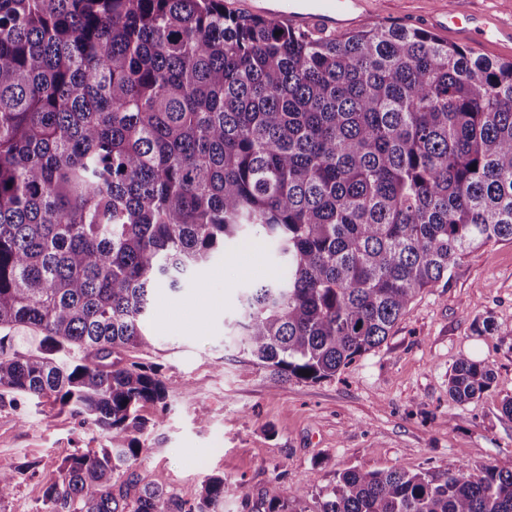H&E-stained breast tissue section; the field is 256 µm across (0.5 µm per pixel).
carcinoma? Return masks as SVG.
<instances>
[{"label":"carcinoma","instance_id":"obj_1","mask_svg":"<svg viewBox=\"0 0 512 512\" xmlns=\"http://www.w3.org/2000/svg\"><path fill=\"white\" fill-rule=\"evenodd\" d=\"M245 235L288 275L242 294L243 350L284 380L335 377L512 242V61L224 0H0V405L51 400L108 441L63 461L41 512H183L160 483L130 493L140 409L169 386L117 354L150 344L157 285ZM493 379L462 356L448 397ZM20 473L0 468V501ZM222 499L212 476L189 512ZM314 512H512V467L346 470Z\"/></svg>","mask_w":512,"mask_h":512}]
</instances>
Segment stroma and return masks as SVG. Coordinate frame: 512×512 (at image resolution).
I'll return each instance as SVG.
<instances>
[{"label": "stroma", "mask_w": 512, "mask_h": 512, "mask_svg": "<svg viewBox=\"0 0 512 512\" xmlns=\"http://www.w3.org/2000/svg\"><path fill=\"white\" fill-rule=\"evenodd\" d=\"M445 0H370L376 23L435 32ZM281 274L272 245L231 243L180 291L154 289L149 346L125 362L158 367L170 388L166 408L148 405L146 450L132 471L139 485L162 483L185 506L205 481L224 478L219 512H266L286 491L312 512L319 490L348 469L410 472L460 465H512V242L470 254L447 287L425 290L378 348L336 378L275 381L234 340L244 289ZM487 365L495 379L464 405L448 397L459 357ZM103 433L51 402L0 405V467L29 464L0 512H38L46 483L76 450L99 448Z\"/></svg>", "instance_id": "obj_1"}]
</instances>
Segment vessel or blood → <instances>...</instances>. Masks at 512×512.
<instances>
[{
	"label": "vessel or blood",
	"instance_id": "b4317fda",
	"mask_svg": "<svg viewBox=\"0 0 512 512\" xmlns=\"http://www.w3.org/2000/svg\"><path fill=\"white\" fill-rule=\"evenodd\" d=\"M248 11L277 15L289 23L306 28L321 22L336 28L363 21L359 8L362 0H245ZM446 25L460 28L462 34L477 45L492 43L499 37L482 18L450 5L443 13Z\"/></svg>",
	"mask_w": 512,
	"mask_h": 512
}]
</instances>
